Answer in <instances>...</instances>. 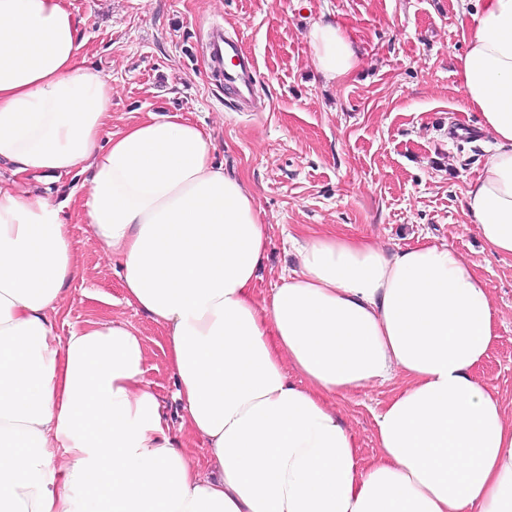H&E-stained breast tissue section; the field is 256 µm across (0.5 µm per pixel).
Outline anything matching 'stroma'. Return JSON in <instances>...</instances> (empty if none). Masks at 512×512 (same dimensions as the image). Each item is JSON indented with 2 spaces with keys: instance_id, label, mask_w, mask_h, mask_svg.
<instances>
[{
  "instance_id": "stroma-1",
  "label": "stroma",
  "mask_w": 512,
  "mask_h": 512,
  "mask_svg": "<svg viewBox=\"0 0 512 512\" xmlns=\"http://www.w3.org/2000/svg\"><path fill=\"white\" fill-rule=\"evenodd\" d=\"M81 21L87 64L111 76L112 129L148 113L178 114L216 145L214 161L243 179L269 230L255 288L265 299L294 264L293 239L313 231L366 238L389 250L423 242L461 253L487 281L498 337L477 371L512 418V257L492 255L464 208L469 182L493 151L461 109L457 57L471 35L469 0H66ZM336 17L361 66L330 82L316 69L312 19ZM240 37L258 66L257 107L224 98L206 50L211 28ZM80 271L68 289L66 329L112 316L139 330L145 377L176 414V385L158 325L124 300L118 263L102 259L73 224ZM401 379L333 397L361 464L377 458L375 419Z\"/></svg>"
}]
</instances>
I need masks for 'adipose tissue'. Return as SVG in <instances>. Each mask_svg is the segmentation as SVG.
<instances>
[{
    "label": "adipose tissue",
    "instance_id": "1",
    "mask_svg": "<svg viewBox=\"0 0 512 512\" xmlns=\"http://www.w3.org/2000/svg\"><path fill=\"white\" fill-rule=\"evenodd\" d=\"M472 3L459 89L495 151L465 208L512 257V0ZM79 25L64 0H0V512H80V493L81 512H512V420L476 376L499 321L484 279L445 246L311 232L256 300L269 237L250 188L180 115L107 134L112 79ZM309 40L328 80L357 69L335 19ZM72 171L90 174L86 233L163 332L179 425L129 322L56 331L79 273L68 204L17 177ZM398 377L361 465L330 399Z\"/></svg>",
    "mask_w": 512,
    "mask_h": 512
}]
</instances>
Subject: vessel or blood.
Segmentation results:
<instances>
[{"mask_svg":"<svg viewBox=\"0 0 512 512\" xmlns=\"http://www.w3.org/2000/svg\"><path fill=\"white\" fill-rule=\"evenodd\" d=\"M206 48L212 58L214 74L224 82V94L232 105L240 107L251 102L257 82L254 58L245 53L240 41L225 37L214 28L208 34Z\"/></svg>","mask_w":512,"mask_h":512,"instance_id":"b4317fda","label":"vessel or blood"}]
</instances>
